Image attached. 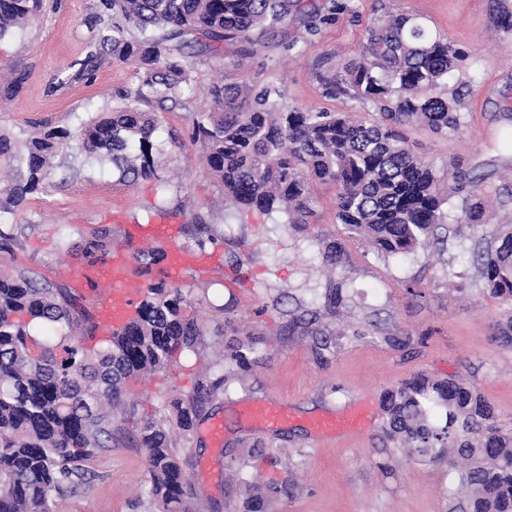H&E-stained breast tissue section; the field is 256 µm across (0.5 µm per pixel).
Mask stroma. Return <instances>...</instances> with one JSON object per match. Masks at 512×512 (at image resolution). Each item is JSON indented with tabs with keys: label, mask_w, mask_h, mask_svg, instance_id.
<instances>
[{
	"label": "stroma",
	"mask_w": 512,
	"mask_h": 512,
	"mask_svg": "<svg viewBox=\"0 0 512 512\" xmlns=\"http://www.w3.org/2000/svg\"><path fill=\"white\" fill-rule=\"evenodd\" d=\"M97 0H44L40 17L0 41V73L30 74L25 92L0 104V131L17 135L45 127L76 129L81 120L132 91V67L102 64L92 79L79 77L96 31L89 19ZM316 36L305 17L261 38L254 49L222 44L218 54L190 57L191 84L177 102L161 110L165 150L155 177L120 181L111 169H74L71 156L56 157L53 187L33 197L13 216L27 237L15 257L0 258V269L26 266L47 279L66 282V270L81 257L69 248L76 229L112 224H145L163 206L162 222L186 227L212 224L224 242L215 265L191 272L180 287L208 330L202 354L185 353L169 373L132 385L147 411L166 415L169 401L188 392L221 339L253 341L256 361L233 381L223 399L208 405L188 449L189 491L201 512H240L244 489L239 471L263 484L293 481V496L273 497L264 512H453L446 494L448 465L412 461L383 439L381 422L362 434L317 438L309 423L361 404L380 411L386 389L417 374L454 378L481 392L495 407L500 428L512 432V347L492 336L501 307L484 294L471 252L478 232L451 223L448 241L405 259L378 260L367 243L344 237L336 222L335 184L311 186L315 217L293 226L284 216L241 210L225 201L208 173L203 146L192 140L199 113L210 108L209 88L225 83L275 84L286 109L355 112L366 110L348 96L324 92L329 71L360 58L365 30L398 13L421 18L429 29L466 52L448 77V91H460L461 126L440 136L422 126L404 134L416 154L452 185L455 165L481 182L488 224H512V35L495 26L512 11V0H352ZM342 240L347 259L329 270L324 244ZM337 277L349 282V307L332 317L316 300ZM419 296H411L407 284ZM312 311L314 326L329 347L314 351L311 335H281L290 317ZM277 402L287 423L267 427L248 418L249 409ZM222 422L224 438L207 434ZM89 486L56 497L54 512H144L136 500L148 479L142 454L112 448L90 464Z\"/></svg>",
	"instance_id": "obj_1"
}]
</instances>
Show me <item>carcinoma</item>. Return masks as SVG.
Here are the masks:
<instances>
[{"instance_id": "1", "label": "carcinoma", "mask_w": 512, "mask_h": 512, "mask_svg": "<svg viewBox=\"0 0 512 512\" xmlns=\"http://www.w3.org/2000/svg\"><path fill=\"white\" fill-rule=\"evenodd\" d=\"M40 8L41 0H0V40L24 29ZM347 10V0L310 7L303 0H98L97 40L78 75H92L105 60L131 63L136 86L74 133L64 127L23 138L0 132V253L23 248V231L9 218L31 196L48 192L58 155L74 151L87 168L109 164L125 182L156 175L159 120L141 105L173 101L190 84L182 47L251 43L297 14L308 18L313 35ZM465 58L419 18L395 14L369 26L361 58L326 82L328 94L374 107L376 118L287 111L272 85L215 83L211 108L193 121L192 138L203 144L208 170L233 205L305 224L313 214L310 182H332L336 221L347 237L368 240L384 261L407 256L441 241L438 230L452 204L402 128L458 131L457 99L445 88ZM27 79L14 71L0 82V99L17 98ZM461 211L464 223L490 238L473 254L484 292L503 307L493 336L511 346L512 225L484 224V204L474 191ZM193 228L190 251L204 254L218 244L211 225ZM80 237L85 262L112 250L110 226ZM165 255L159 244L140 250L135 272L151 274ZM343 256V244L333 241L323 261L334 270ZM344 288L341 280L326 289L332 315L346 306ZM185 307L181 289L156 277L130 325L101 338L95 315L64 286L27 268L0 271V512H54V497L87 484L88 463L119 447L143 452L149 479L138 503L146 512H199L189 501V455L178 438L189 439L206 405L224 396V361L245 372L255 348L236 340L219 350L192 390L170 401L172 416L145 411L130 383L168 373L183 352L205 345L204 328ZM36 325L43 328L40 340L32 334ZM381 408L383 432L400 453L452 465V495L466 498L468 512H512V435L494 426L495 411L484 396L453 379L420 375L386 390ZM242 483L244 512H260L270 494L292 492L289 485Z\"/></svg>"}]
</instances>
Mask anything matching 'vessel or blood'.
Wrapping results in <instances>:
<instances>
[{"label":"vessel or blood","mask_w":512,"mask_h":512,"mask_svg":"<svg viewBox=\"0 0 512 512\" xmlns=\"http://www.w3.org/2000/svg\"><path fill=\"white\" fill-rule=\"evenodd\" d=\"M147 238H159L168 242V262L165 273L168 279H182L187 272L200 264L199 258L184 251L176 240L170 237V228L164 224H134L124 230L126 249L113 253L104 263L94 266L83 265L73 275L80 285L101 280L111 281V288L94 294L92 301L96 317L102 330L112 331L124 328L143 296L144 281L131 273V256L128 246ZM367 420L363 413L351 410L336 415H325L315 427L322 432H361Z\"/></svg>","instance_id":"1"}]
</instances>
